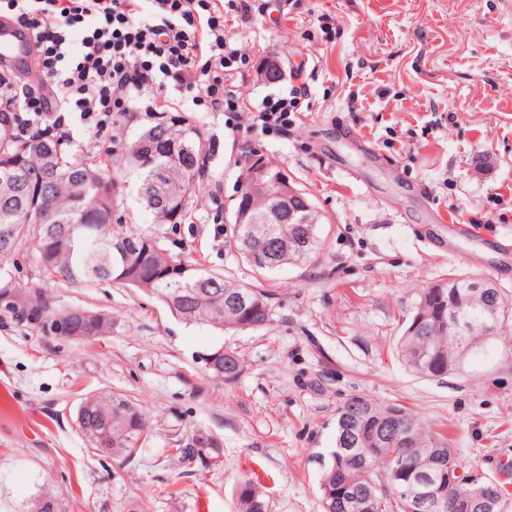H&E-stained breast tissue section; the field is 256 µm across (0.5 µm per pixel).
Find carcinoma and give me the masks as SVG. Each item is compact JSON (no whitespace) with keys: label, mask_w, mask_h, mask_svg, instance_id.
<instances>
[{"label":"carcinoma","mask_w":512,"mask_h":512,"mask_svg":"<svg viewBox=\"0 0 512 512\" xmlns=\"http://www.w3.org/2000/svg\"><path fill=\"white\" fill-rule=\"evenodd\" d=\"M203 151L201 131L187 115L170 114L147 128L125 148L121 163L136 175L142 205L164 222L176 224L185 215L186 202L196 192L199 160ZM112 155L98 158L72 151L66 141L51 136L25 137L18 132L14 113L0 112V230L9 229L8 240L0 238V261L14 256L20 246H34L38 272L46 282L59 285L111 283L117 287L151 292L169 313L185 323H205L228 332L239 325L258 329L271 322L273 293L262 283H242L200 264L178 258L164 247L152 231L132 233L112 223L119 186L110 175ZM258 169L275 177L288 207L281 215L272 212L275 200L250 196L243 188L228 242L260 276L285 264H299L322 246L319 214L305 194L289 183L276 166ZM280 247L266 262L256 257L266 253L268 239ZM474 275L454 274L423 289L415 311L405 323L396 344L398 358L416 375L441 378L448 364L488 341L481 325L498 320L496 334L512 336L508 299L499 289L489 295L469 293ZM459 284L466 297L472 328L448 327V289ZM228 289L249 298L248 308L230 305ZM0 302L11 304L7 313L24 321L44 336H53L58 314L52 296L44 289L18 288L0 266ZM75 328L94 323L91 312L66 311ZM216 356L209 371L226 382L243 371L239 354L231 348L211 351ZM76 422L90 445L107 457L132 458L151 439L149 424L139 404L123 395L99 392L84 396ZM387 425L381 444L366 442L373 427ZM335 448L329 455L315 456L320 475L322 512H360L351 496L369 497L372 512H408V500L392 483L386 461L395 456L406 469H429L436 456L456 458L444 434L426 427L398 403H378L360 396L336 407L332 428ZM438 487L447 498H466L463 512H489L488 501L508 495L506 483L471 484L466 476L448 482L437 474ZM266 493L259 481L242 477L235 489L237 512H267ZM38 512H66L64 499L46 488L32 502Z\"/></svg>","instance_id":"carcinoma-1"}]
</instances>
